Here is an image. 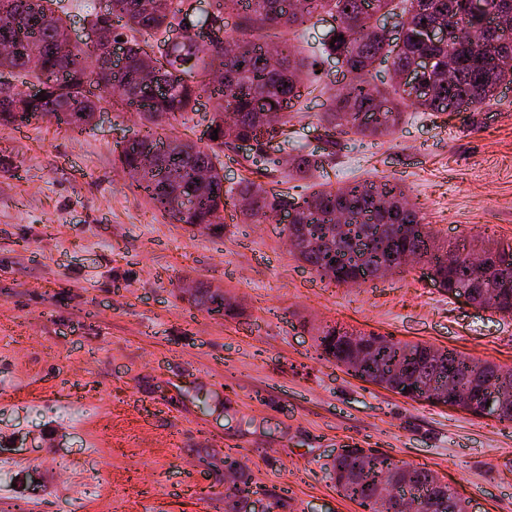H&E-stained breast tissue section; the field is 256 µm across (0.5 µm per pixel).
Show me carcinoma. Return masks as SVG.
Here are the masks:
<instances>
[{
  "label": "carcinoma",
  "instance_id": "cac0c4a2",
  "mask_svg": "<svg viewBox=\"0 0 512 512\" xmlns=\"http://www.w3.org/2000/svg\"><path fill=\"white\" fill-rule=\"evenodd\" d=\"M9 8L20 18L11 29L0 28V40L12 43L14 51L7 60L0 59V67L36 79L46 86L47 99L23 113L16 111V98L23 89L9 81L0 82V122L23 124L37 117H49L58 123L87 126L94 122L101 101L111 103L119 111H132L153 121L160 114L174 118L196 103L200 91L211 83L210 76L219 71L223 80L213 89V118L211 125L218 129L216 146H198L188 139L161 138L152 134L136 133L121 146L118 161L136 186L147 193L152 207L170 219L198 226L210 231L223 228L220 192L224 188V174L217 168V148L237 141H253L252 152L243 156L247 170L256 176L239 184V199L246 205L239 208L244 223H256L286 206L290 209L287 235L296 237L291 253L311 267L318 275L338 285L348 281L340 277L335 265L351 264L356 242L372 238L374 242L369 266L363 280L378 277L377 271L385 257L386 240L402 244L418 261L427 264L445 282V290L455 289L471 282L477 283L476 294L506 295L501 302V313L512 317V262L506 267L496 264L497 258L512 259V243L487 237L462 243H448L438 239L430 225L423 222L419 211L406 200L404 191L395 182L380 179L371 182H348L335 189L325 188L293 197L290 191L277 192L269 186L264 154L268 144L281 139L280 151L288 154V178L305 179L324 168L306 155L291 154L293 136L288 130V110L294 107L308 89V71L315 62L304 63L291 58L288 41L270 51L257 41L229 36L235 55L226 58L224 49L211 45L205 49L196 41V34L187 31L181 40L168 43L154 58L160 79L167 91L160 96L147 95L139 81L146 47L128 38V54L122 67L94 77L74 56L60 53L58 37L64 28L60 15L51 7L53 0H7ZM189 0H112V14L96 13L92 26L99 28L105 39L123 37L112 23V18L124 20L123 28L130 31H154L168 35L175 24L191 26ZM465 0H408V7L396 12L394 0H217L215 19L224 20V12L242 14L244 24L259 27L291 28L301 25L319 10L334 5L339 24L322 43L321 55L336 58L346 69L349 83L343 92L331 98L330 107L320 118V127L326 134L330 148L327 156L335 155L334 132L353 133L362 137H380L395 130L403 116L401 105L434 115L445 113L443 101L453 94L471 102L470 111H478L486 102L495 99L500 86L512 83V34L498 35L495 48L497 63L490 64L478 56L465 38L448 37L445 41L425 43L420 40V28H440L449 21L476 39L488 33L485 21L499 15L501 0H483L484 10L472 13L464 6ZM382 12L399 18L402 42L393 43L383 29L372 22ZM427 54L435 59L432 70L421 75L431 85L429 97L411 99L406 95L398 75L410 68L416 58ZM391 61L394 72V93L390 100L368 78L369 68L379 58ZM192 195L199 211L186 217L175 212L179 195ZM346 215L350 225L348 234L338 237L334 232L336 213ZM482 252L491 256L490 263L479 269L462 260L448 265L451 251ZM195 302L207 311L230 305V300L215 291L203 288L197 291ZM334 329L325 325L317 330V347L321 355L334 359L340 365L356 364L360 341L366 334L358 333L359 341L322 347V337ZM430 346L400 340L381 338L380 344L367 353L366 371H375L386 381L396 380L401 372L416 374L419 383H438L449 375L460 377L470 385L473 376L486 380L496 377L501 366L464 357L453 350L439 356L429 355ZM498 378V377H496ZM505 388L509 403L500 409L496 418L512 422V375L498 378ZM389 458L354 455L336 457L331 473L340 493L353 501L365 485L389 470ZM414 481L409 493L418 501L416 512H426L425 499L433 494L434 472L410 466Z\"/></svg>",
  "mask_w": 512,
  "mask_h": 512
}]
</instances>
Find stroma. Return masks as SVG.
<instances>
[{
  "label": "stroma",
  "mask_w": 512,
  "mask_h": 512,
  "mask_svg": "<svg viewBox=\"0 0 512 512\" xmlns=\"http://www.w3.org/2000/svg\"><path fill=\"white\" fill-rule=\"evenodd\" d=\"M227 34L288 41L297 57L335 27L325 12L290 29ZM320 89L292 108L299 148L322 157L318 130L344 80L318 66ZM82 129L44 117L0 123V512H227L224 460L243 467L268 512H356L330 463L365 448L436 472L471 512H512V424L357 380L320 357L315 333L347 330L448 348L512 366V318L470 308L422 266L346 287L289 253L278 218L242 223L235 190L243 151L220 153L222 234L155 210L116 158L139 129L102 106ZM212 101L169 120L165 133L208 144ZM331 186L400 182L448 241L488 232L512 241V84L479 111L406 110L393 135L336 137ZM218 287L238 313L193 302ZM77 391L62 402L57 387ZM94 495L80 493L85 482Z\"/></svg>",
  "instance_id": "35a3bbf8"
}]
</instances>
